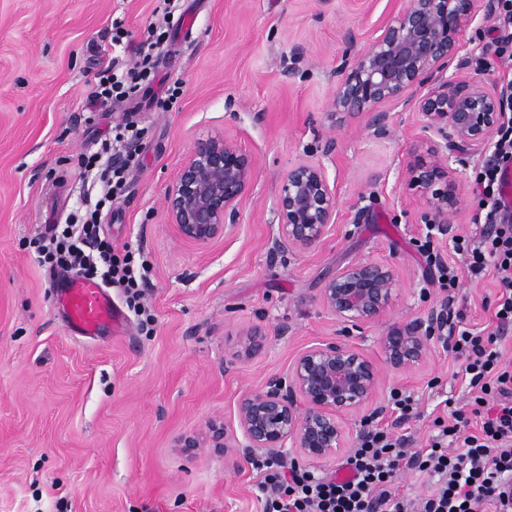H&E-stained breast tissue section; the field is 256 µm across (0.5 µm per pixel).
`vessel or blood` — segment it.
I'll use <instances>...</instances> for the list:
<instances>
[{"instance_id":"1","label":"vessel or blood","mask_w":512,"mask_h":512,"mask_svg":"<svg viewBox=\"0 0 512 512\" xmlns=\"http://www.w3.org/2000/svg\"><path fill=\"white\" fill-rule=\"evenodd\" d=\"M56 302L62 306L70 330L80 336L96 335L122 320L111 296L92 281L76 278L61 283L56 290Z\"/></svg>"}]
</instances>
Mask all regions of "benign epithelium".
Wrapping results in <instances>:
<instances>
[{"instance_id": "7a95c632", "label": "benign epithelium", "mask_w": 512, "mask_h": 512, "mask_svg": "<svg viewBox=\"0 0 512 512\" xmlns=\"http://www.w3.org/2000/svg\"><path fill=\"white\" fill-rule=\"evenodd\" d=\"M498 0H406L405 6L357 54L342 52L333 100L340 125L357 120L376 136L388 130L395 103L420 112L425 130L438 137L431 159L407 165L408 186L423 201L421 222L446 236L459 213L462 156H481L500 125L497 93L474 81L447 76L461 70L466 32L476 20L488 22ZM252 158L234 141L207 139L194 144L165 191V214L183 240L207 247L236 233V217L254 189ZM275 248L303 253L316 248L338 221L336 187L321 162H303L284 178L276 209ZM395 274L385 262L353 260L336 270L320 293L323 306L342 332L299 352L288 373L274 374L244 394L236 405L238 428L209 422L210 438L178 441L179 448L243 446L263 453L319 463L349 447L347 417L372 404L381 386L377 365L350 341V331L384 325L378 345L385 364L410 371L426 362L431 341L447 333L448 303L409 320L389 323ZM262 332L242 333L236 357L260 347Z\"/></svg>"}]
</instances>
